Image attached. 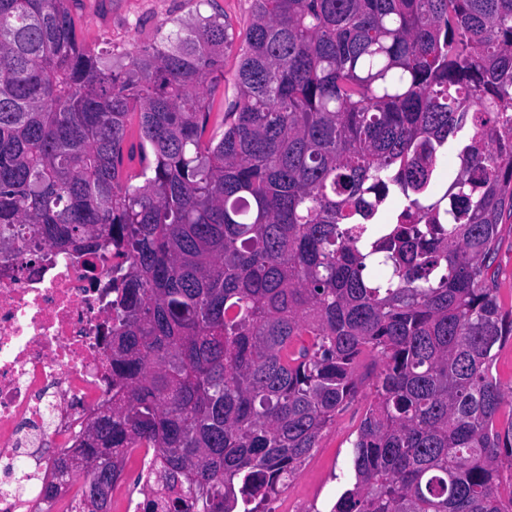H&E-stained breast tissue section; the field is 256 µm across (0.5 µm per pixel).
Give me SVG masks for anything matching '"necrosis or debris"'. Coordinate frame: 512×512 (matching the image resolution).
<instances>
[{
    "mask_svg": "<svg viewBox=\"0 0 512 512\" xmlns=\"http://www.w3.org/2000/svg\"><path fill=\"white\" fill-rule=\"evenodd\" d=\"M110 264L28 241L0 255V512H63L45 496L59 460L112 405Z\"/></svg>",
    "mask_w": 512,
    "mask_h": 512,
    "instance_id": "necrosis-or-debris-1",
    "label": "necrosis or debris"
}]
</instances>
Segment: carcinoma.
I'll list each match as a JSON object with an SVG mask.
<instances>
[{"label": "carcinoma", "mask_w": 512, "mask_h": 512, "mask_svg": "<svg viewBox=\"0 0 512 512\" xmlns=\"http://www.w3.org/2000/svg\"><path fill=\"white\" fill-rule=\"evenodd\" d=\"M116 54L0 0V250L112 265V409L74 512L153 450L142 512H263L381 362L331 512H512L490 287L512 217V0H252ZM454 147L450 185L433 191ZM211 5H201L202 13L224 14V23L233 37L232 44L224 51V112L236 101L233 77L240 61L239 47L250 22L252 0H213Z\"/></svg>", "instance_id": "1"}]
</instances>
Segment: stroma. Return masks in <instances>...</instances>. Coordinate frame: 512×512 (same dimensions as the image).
Masks as SVG:
<instances>
[{"mask_svg": "<svg viewBox=\"0 0 512 512\" xmlns=\"http://www.w3.org/2000/svg\"><path fill=\"white\" fill-rule=\"evenodd\" d=\"M252 0H212L200 7L195 0H73L71 9L79 21L82 44L118 52L151 42L158 27L175 18H188L195 10L220 13L232 44L224 52V103L236 100L233 77L240 61L239 47L250 22ZM493 282L503 308L512 307V219L499 226V243ZM380 366L373 355H362L357 367L358 392L335 424L323 435L318 448L290 478L276 501L299 507L300 512H330L353 477V442L360 421L372 400L371 384Z\"/></svg>", "mask_w": 512, "mask_h": 512, "instance_id": "35a3bbf8", "label": "stroma"}]
</instances>
